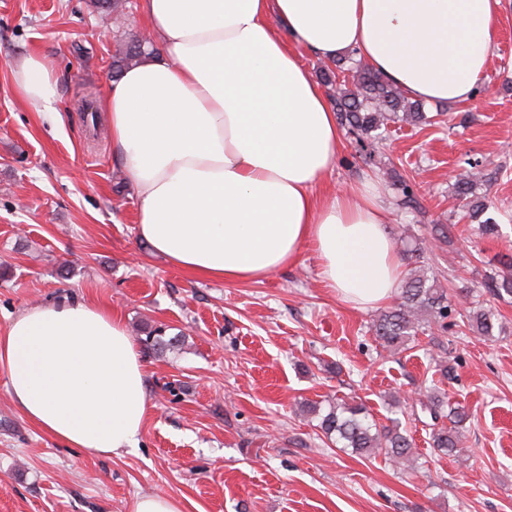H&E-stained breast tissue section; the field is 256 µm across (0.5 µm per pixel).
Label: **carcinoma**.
Here are the masks:
<instances>
[{"mask_svg": "<svg viewBox=\"0 0 512 512\" xmlns=\"http://www.w3.org/2000/svg\"><path fill=\"white\" fill-rule=\"evenodd\" d=\"M146 53V42L133 41L113 56L112 70L120 74L133 61ZM351 77L350 86L341 87L335 99L340 123L357 136L359 142L380 139L389 128L399 122L422 125L429 122L423 105L407 97L403 90L378 70L349 55L325 65L320 77L326 84L337 79V73ZM495 174L468 171L456 182L457 195L464 209L463 217L480 221L481 231L492 234L496 222L492 217L481 219L492 207L489 195L477 193L480 187H488ZM485 287L496 296H512V270L496 271L487 275ZM452 309L448 305L445 291L428 283L422 275H413L402 285L398 303L380 313L373 320L372 328L380 346L395 352L408 345L418 332L424 330L428 320L446 327ZM494 316L483 309H469L463 325L480 336L493 335ZM421 408L432 419L448 417L449 426H441L431 433L432 445L438 451L452 455L461 442V429L468 418L466 407L460 402H450L439 392H431L420 400ZM320 428L343 447L359 455H384L394 463L402 464L412 454V441L399 429V422L382 425L368 413L363 404L342 402L333 405L321 417Z\"/></svg>", "mask_w": 512, "mask_h": 512, "instance_id": "1", "label": "carcinoma"}]
</instances>
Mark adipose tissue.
Wrapping results in <instances>:
<instances>
[{"instance_id":"1","label":"adipose tissue","mask_w":512,"mask_h":512,"mask_svg":"<svg viewBox=\"0 0 512 512\" xmlns=\"http://www.w3.org/2000/svg\"><path fill=\"white\" fill-rule=\"evenodd\" d=\"M502 0H140L156 46L101 106L155 253L201 279L257 281L312 248L324 284L362 310L403 275L378 186L320 198L341 143L336 110L288 43L324 62L356 52L409 97L469 99ZM17 97L50 105L49 59L13 65ZM15 407L67 446L135 447L150 410L143 356L121 315L89 301L24 309L0 333Z\"/></svg>"}]
</instances>
